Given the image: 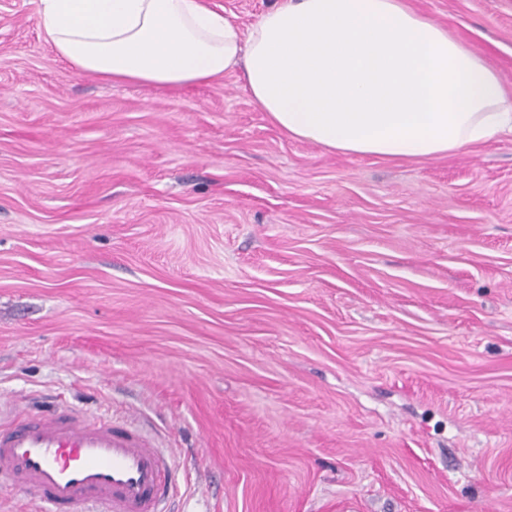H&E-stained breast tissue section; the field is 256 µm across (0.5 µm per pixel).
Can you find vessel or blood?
I'll use <instances>...</instances> for the list:
<instances>
[{"label": "vessel or blood", "mask_w": 512, "mask_h": 512, "mask_svg": "<svg viewBox=\"0 0 512 512\" xmlns=\"http://www.w3.org/2000/svg\"><path fill=\"white\" fill-rule=\"evenodd\" d=\"M170 473L148 436L106 416L70 411L0 430V479L41 512H161Z\"/></svg>", "instance_id": "vessel-or-blood-1"}]
</instances>
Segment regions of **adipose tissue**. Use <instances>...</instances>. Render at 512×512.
<instances>
[{
    "mask_svg": "<svg viewBox=\"0 0 512 512\" xmlns=\"http://www.w3.org/2000/svg\"><path fill=\"white\" fill-rule=\"evenodd\" d=\"M38 25L116 87L241 71L288 137L332 151L429 160L512 134L495 66L407 0H274L245 30L207 0H40Z\"/></svg>",
    "mask_w": 512,
    "mask_h": 512,
    "instance_id": "ef3b65f1",
    "label": "adipose tissue"
}]
</instances>
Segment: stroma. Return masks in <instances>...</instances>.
<instances>
[{"instance_id":"obj_1","label":"stroma","mask_w":512,"mask_h":512,"mask_svg":"<svg viewBox=\"0 0 512 512\" xmlns=\"http://www.w3.org/2000/svg\"><path fill=\"white\" fill-rule=\"evenodd\" d=\"M512 90V0H409ZM0 0V411L109 410L172 512H512V136L393 162L77 73Z\"/></svg>"}]
</instances>
